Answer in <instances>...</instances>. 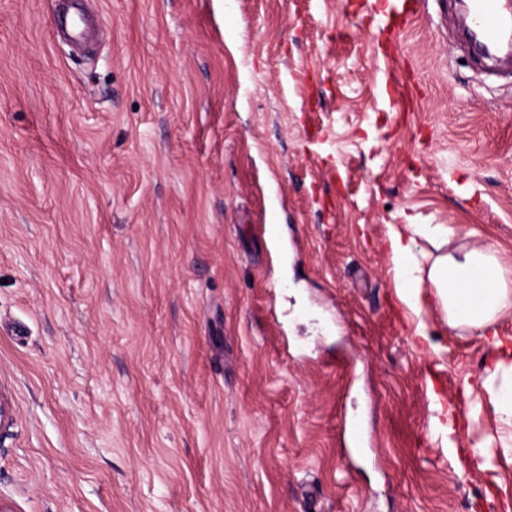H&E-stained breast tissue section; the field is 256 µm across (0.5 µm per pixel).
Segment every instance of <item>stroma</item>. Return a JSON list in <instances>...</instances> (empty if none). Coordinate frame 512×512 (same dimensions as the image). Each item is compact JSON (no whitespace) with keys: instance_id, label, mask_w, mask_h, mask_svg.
<instances>
[{"instance_id":"1","label":"stroma","mask_w":512,"mask_h":512,"mask_svg":"<svg viewBox=\"0 0 512 512\" xmlns=\"http://www.w3.org/2000/svg\"><path fill=\"white\" fill-rule=\"evenodd\" d=\"M0 0V499L13 512H512L432 436L498 351L381 242L512 272V78L420 0Z\"/></svg>"}]
</instances>
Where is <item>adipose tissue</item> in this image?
<instances>
[{"label":"adipose tissue","instance_id":"1","mask_svg":"<svg viewBox=\"0 0 512 512\" xmlns=\"http://www.w3.org/2000/svg\"><path fill=\"white\" fill-rule=\"evenodd\" d=\"M451 234L444 224H392L385 241L397 294L419 319L414 334L427 348H434L432 332L422 314L436 306L450 328L483 333L495 331L498 319L512 310V290L504 283L503 266L496 251L472 248L456 254L442 253ZM502 431L485 438L474 452L487 456L499 443L503 456H512V356L502 355L485 369L478 383Z\"/></svg>","mask_w":512,"mask_h":512}]
</instances>
